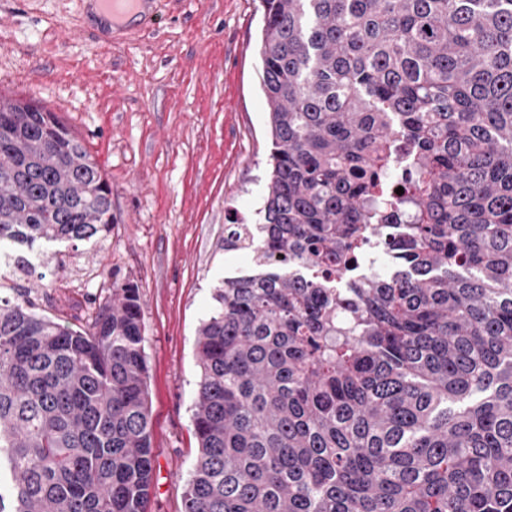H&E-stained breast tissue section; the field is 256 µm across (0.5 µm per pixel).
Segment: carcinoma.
<instances>
[{"label":"carcinoma","instance_id":"1","mask_svg":"<svg viewBox=\"0 0 512 512\" xmlns=\"http://www.w3.org/2000/svg\"><path fill=\"white\" fill-rule=\"evenodd\" d=\"M261 4L266 193L197 329L184 512H512V0ZM112 224L69 128L0 98V245ZM145 340L131 282L79 330L0 297V512H146Z\"/></svg>","mask_w":512,"mask_h":512}]
</instances>
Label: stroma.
I'll return each instance as SVG.
<instances>
[{"label": "stroma", "mask_w": 512, "mask_h": 512, "mask_svg": "<svg viewBox=\"0 0 512 512\" xmlns=\"http://www.w3.org/2000/svg\"><path fill=\"white\" fill-rule=\"evenodd\" d=\"M158 28L92 32L94 0H0V95L56 112L112 186L101 243L46 245L0 296L81 328L113 282L139 288L156 470L148 512H183L198 453L196 330L213 288L251 266L222 248L267 184L261 0H160Z\"/></svg>", "instance_id": "35a3bbf8"}]
</instances>
